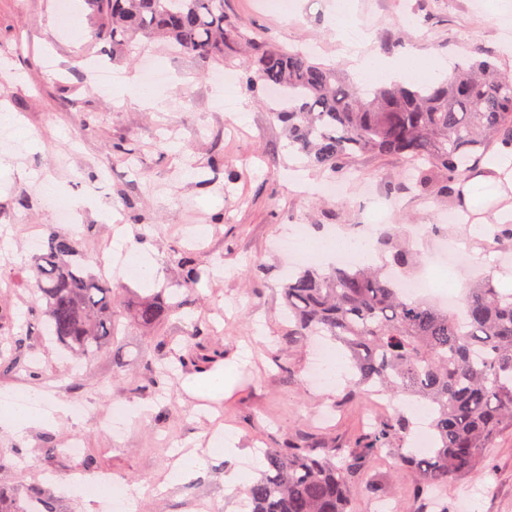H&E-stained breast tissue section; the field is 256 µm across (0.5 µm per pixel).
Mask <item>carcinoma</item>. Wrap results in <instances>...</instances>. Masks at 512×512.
I'll list each match as a JSON object with an SVG mask.
<instances>
[{
    "label": "carcinoma",
    "mask_w": 512,
    "mask_h": 512,
    "mask_svg": "<svg viewBox=\"0 0 512 512\" xmlns=\"http://www.w3.org/2000/svg\"><path fill=\"white\" fill-rule=\"evenodd\" d=\"M97 36L118 49L142 35L198 61L200 74L224 63V49L240 40L256 50L252 65L265 89L282 103L274 115L288 129L291 147L334 175L358 169L367 155L395 160L422 192L466 208L469 181L497 144L512 146V73L491 57L459 65L422 84L392 82L362 90L313 56L267 45L224 16V0H86ZM33 265L31 314L77 359L112 345L115 308L110 281L88 270L74 240L51 230ZM380 245L409 270L417 254L405 238L387 232ZM288 343L323 336L345 351L355 375L348 394L379 385L394 398H411L430 410L433 451L409 449L412 424L397 413L376 421L342 448L290 439L268 448L265 468L245 490L250 512H349L350 492L376 452L388 448L399 466L417 475V497L454 476L486 473L484 455L512 432V292L492 276L468 289L464 323L448 310L404 299L395 279L366 267L305 269L282 288ZM167 315L154 300L141 301L134 318L157 326ZM57 512L37 487L1 486L0 512Z\"/></svg>",
    "instance_id": "cac0c4a2"
}]
</instances>
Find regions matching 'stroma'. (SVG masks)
I'll list each match as a JSON object with an SVG mask.
<instances>
[{
    "mask_svg": "<svg viewBox=\"0 0 512 512\" xmlns=\"http://www.w3.org/2000/svg\"><path fill=\"white\" fill-rule=\"evenodd\" d=\"M341 4L368 21L373 39L366 51L375 57L414 55L428 65L490 55L512 72V52H505L500 30L502 19H512V0H288L284 8L269 0H224V14L286 49L317 43L321 62L346 75L348 62L332 29ZM95 28L83 2L63 35L56 0H0V130L8 128L9 118H18L16 133L24 141L19 161L0 171V393L18 387L38 392L55 417L52 425L33 426L21 435L0 426V451L19 460L0 472V484L39 485L57 498L60 512H109L102 498L64 493V482L74 473L90 482L107 476L123 488L143 487L134 512H195L200 499L210 512H242V495L229 491L225 478L239 472L255 479L263 463L256 447L303 436L340 448L361 432L371 411L364 399L345 401L340 393L309 385L305 373L312 346L283 342L287 322L280 290L296 268L277 250L276 239L292 224L322 231L369 224L374 232L393 230L406 238L413 225L435 224L468 251L464 285L486 268L512 275V251L482 245L490 224L504 213L500 182L477 177L484 191L471 200L472 224L442 222L448 204L439 197L399 191L400 166L393 160L364 159L360 176L343 180L342 197L320 196L317 189L327 175L306 166L290 147L264 91L245 89L250 54L242 45H231L228 64L214 66V74L224 76L218 88L211 76H200L193 58L163 42L140 37L116 51L95 37ZM49 57L55 61L51 71L45 66ZM148 57L167 75L154 108L137 104L136 90L126 82L140 74ZM99 62L122 78L108 95L97 79ZM88 112L95 114V126L84 131L80 121ZM301 169L312 181L305 191L289 180ZM103 172L108 179L102 194L85 202L75 223L60 225L43 203L42 184L50 181L63 191L72 182L90 188ZM117 224L127 225L130 234L112 258L119 299L113 346L82 361L76 373L70 354L41 336L40 321H32L23 336L11 335L12 321L33 300L37 249L30 241L61 227L89 257L111 251ZM193 224L207 227L204 244L185 239ZM144 242L158 276L150 283L125 279L122 255ZM186 252L201 272L188 294L178 288ZM149 297L170 307L154 328L132 316L134 305ZM192 319L203 331V352L222 353L213 367L226 372L227 385L215 398L191 390L198 373L193 366L177 370L164 390L150 383L155 370L168 363L169 349L185 346ZM117 353L125 360L120 370L113 363ZM14 357L23 369L9 368ZM80 404L89 406L90 414L60 411ZM116 404H144L151 412L112 434L98 419ZM220 429L232 432L235 452L205 458L198 473L173 482L176 451L207 447ZM73 438L82 447L76 457L66 451ZM486 463L489 477L449 480L443 492L448 512H512L511 432L487 450ZM372 483L386 490L398 512L410 508L416 476L394 469L384 452L356 480L351 512H368Z\"/></svg>",
    "mask_w": 512,
    "mask_h": 512,
    "instance_id": "1",
    "label": "stroma"
}]
</instances>
